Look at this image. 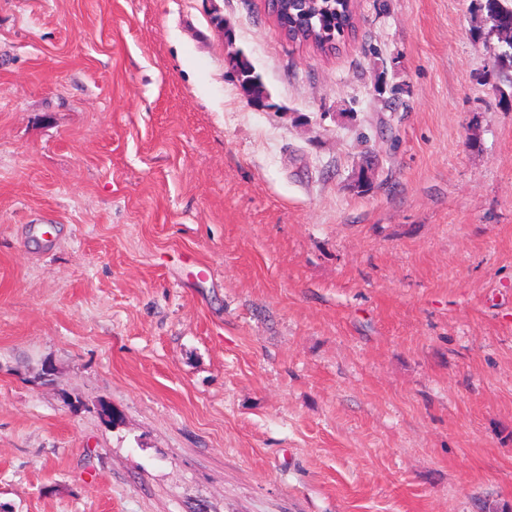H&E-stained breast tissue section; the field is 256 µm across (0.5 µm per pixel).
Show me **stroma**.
I'll return each mask as SVG.
<instances>
[{
    "label": "stroma",
    "instance_id": "1",
    "mask_svg": "<svg viewBox=\"0 0 512 512\" xmlns=\"http://www.w3.org/2000/svg\"><path fill=\"white\" fill-rule=\"evenodd\" d=\"M355 6L0 0V512H512V69ZM280 1L274 21L292 42L312 44L317 50L328 53L337 49L346 34L355 30L354 1L352 0H303L301 13ZM335 36L336 45H327ZM229 64L239 87L251 103H260L265 105L267 92L261 77L255 72L253 65L242 52H236L231 56Z\"/></svg>",
    "mask_w": 512,
    "mask_h": 512
}]
</instances>
